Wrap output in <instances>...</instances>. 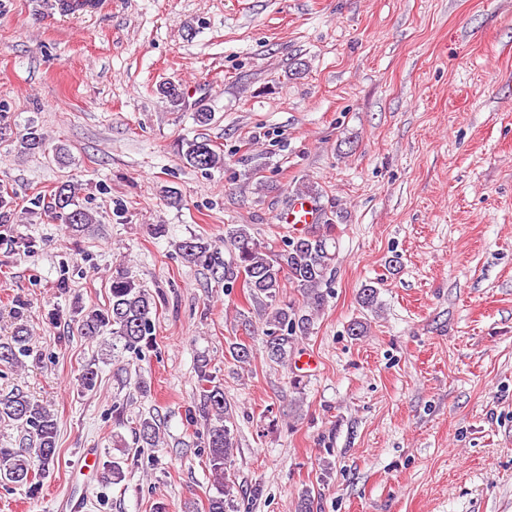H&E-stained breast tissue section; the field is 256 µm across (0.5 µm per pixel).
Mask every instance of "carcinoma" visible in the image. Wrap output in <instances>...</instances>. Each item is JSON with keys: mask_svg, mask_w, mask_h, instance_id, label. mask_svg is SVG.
Masks as SVG:
<instances>
[{"mask_svg": "<svg viewBox=\"0 0 512 512\" xmlns=\"http://www.w3.org/2000/svg\"><path fill=\"white\" fill-rule=\"evenodd\" d=\"M23 151L35 153L45 148V136L35 126L21 138ZM181 154L187 164L207 171L224 166V154L213 148L210 141L184 139ZM75 186L63 183L54 191V218L81 234L97 223L95 215L76 200ZM14 220L13 196L7 186L0 185V224ZM224 248L229 259L221 261L215 245L203 237H192L178 244L181 258L187 264L206 268H223L224 288L237 286L247 289L248 298L265 312V348L268 357L288 364V346L312 330L315 316L327 301L323 286L334 276L336 264L335 225L316 224L306 234L286 239L283 246L272 250L255 240L246 225L231 228L224 236ZM297 289L302 305L295 307L280 299L283 282ZM154 297L127 272L112 275L109 302L102 309L80 311L77 329L81 334L96 338L112 335V349L143 354L153 347L152 312ZM30 333L27 325H16L11 336L0 340V363L10 366L30 357ZM98 368L89 363L81 370L79 385L86 391L97 385ZM199 403L190 421L202 418L207 422L206 460L215 476V493L207 498V512H238V489L231 478L235 441L234 415L224 398V389L214 382L208 361L197 365ZM13 421L26 434V443L18 448L0 447V478L26 489L30 500L40 497L43 479L57 460L58 425L54 415L25 392L17 391L0 398V419ZM132 433L135 441L152 447L159 442V427L153 417H139ZM101 478L106 483L119 484L125 479L121 459L103 464Z\"/></svg>", "mask_w": 512, "mask_h": 512, "instance_id": "carcinoma-1", "label": "carcinoma"}]
</instances>
